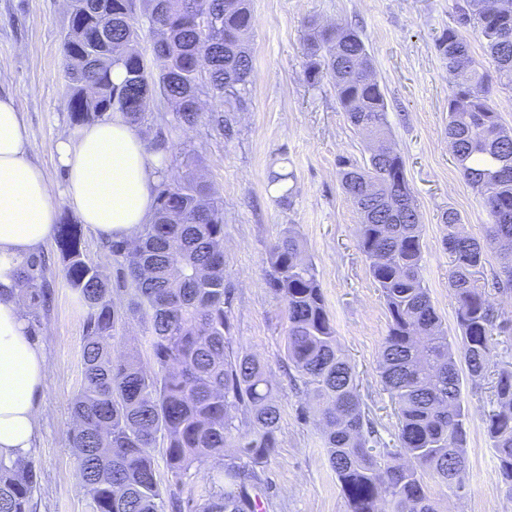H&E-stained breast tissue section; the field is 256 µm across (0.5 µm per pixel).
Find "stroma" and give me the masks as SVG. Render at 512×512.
Instances as JSON below:
<instances>
[{
	"label": "stroma",
	"instance_id": "stroma-1",
	"mask_svg": "<svg viewBox=\"0 0 512 512\" xmlns=\"http://www.w3.org/2000/svg\"><path fill=\"white\" fill-rule=\"evenodd\" d=\"M66 0H0V88L16 96L37 150L31 159L46 173L59 222L78 218L60 194L66 180L55 159L57 142L75 136L67 101L69 74L62 56L68 30ZM453 0H251L254 59L241 103L207 100L230 131L208 120L191 129L160 109L143 132L166 136L169 174L196 167L224 207V269L231 289V334L244 351L266 363L279 388V446L264 466L257 497L262 512H346L316 424L315 412L285 357L287 320L266 279L267 250L285 229L300 234L314 264L341 348L353 367L370 418L388 445L397 443V418L376 372L388 330L384 301L357 247L360 215L345 195L336 160L363 162L368 153L349 124L328 81L310 83L305 39L315 23H349L363 37L384 88L392 142L423 224L424 277L450 340H458L455 301L448 288L442 240L444 212H457L462 232L482 237V202L458 171L448 143V100L453 80L436 49L453 24ZM290 173L289 205L267 186L271 171ZM53 288L34 344L45 347L49 373L38 398L39 438L29 458L38 474L32 512H91L70 443L71 402L82 382L86 310L65 282L56 241L40 249ZM467 410L464 491L452 494L437 481L431 492L442 512H512L499 484L497 460L484 420L492 380L463 378Z\"/></svg>",
	"mask_w": 512,
	"mask_h": 512
}]
</instances>
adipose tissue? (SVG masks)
<instances>
[{
    "mask_svg": "<svg viewBox=\"0 0 512 512\" xmlns=\"http://www.w3.org/2000/svg\"><path fill=\"white\" fill-rule=\"evenodd\" d=\"M35 145L11 94H0V459L26 458L40 431L37 397L48 373L44 348L34 345L18 297L26 258L52 235L58 219L44 170L31 160ZM59 166L67 172L62 195L92 230L136 241L149 223L154 185L163 170L121 113L61 139Z\"/></svg>",
    "mask_w": 512,
    "mask_h": 512,
    "instance_id": "ef3b65f1",
    "label": "adipose tissue"
}]
</instances>
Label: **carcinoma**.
Masks as SVG:
<instances>
[{
    "label": "carcinoma",
    "instance_id": "carcinoma-1",
    "mask_svg": "<svg viewBox=\"0 0 512 512\" xmlns=\"http://www.w3.org/2000/svg\"><path fill=\"white\" fill-rule=\"evenodd\" d=\"M455 25L436 49L448 62L455 92L448 100V139L456 167L481 197L483 239L453 231L443 215L460 341L448 340L423 277V228L401 154L392 147L387 102L359 32L348 24L314 26L307 36L308 79L328 78L347 121L387 151L358 165L340 156L347 198L361 215L357 246L388 315L378 376L397 410V445L387 447L366 414L359 383L339 348L314 264L290 227L269 246L268 285L288 322L285 354L304 393L319 407L328 461L346 512H439L428 480L456 494L466 487V412L458 363L472 377L487 374L496 337L512 332V316L496 307L476 274L487 253L498 259L496 290L512 291V128L491 105L462 29L482 36L499 80L512 82V0H458ZM151 43L159 71L134 48L141 36L130 0H71L62 43L70 70L71 124L81 127L118 111L136 127L157 99L173 108L180 126L193 128L201 97L237 98L253 75L248 34L250 0H147ZM124 68L121 83L111 79ZM290 173L272 171L269 185L284 188ZM154 212L132 245L108 242L122 259L120 274L134 298L129 309L112 298L104 272L86 261L77 225L61 224L57 243L64 278L87 308L82 384L71 403V447L92 512H165L150 449L162 445L172 478L184 484L208 467L210 491L193 512H255L252 491L260 467L278 447L280 409L270 370L234 347L224 276V209L212 186L193 172L164 175L154 186ZM46 262L30 255L19 295L35 313L45 307ZM147 323L153 366L112 354L128 312ZM487 433L495 473L512 498V370L494 383ZM234 448L232 455L226 449ZM37 488L28 459H0V512H30Z\"/></svg>",
    "mask_w": 512,
    "mask_h": 512
}]
</instances>
